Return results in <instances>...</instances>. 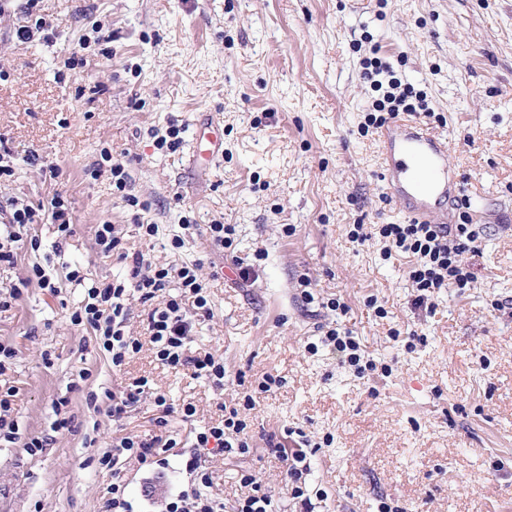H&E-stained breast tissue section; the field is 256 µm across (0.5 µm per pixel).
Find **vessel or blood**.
<instances>
[{
    "label": "vessel or blood",
    "instance_id": "obj_1",
    "mask_svg": "<svg viewBox=\"0 0 512 512\" xmlns=\"http://www.w3.org/2000/svg\"><path fill=\"white\" fill-rule=\"evenodd\" d=\"M190 162L199 166L219 154L221 139L211 122L202 120L194 133ZM383 176L387 192L398 199L411 220L450 221L448 207L461 192L449 161L448 142L413 120H398L383 136Z\"/></svg>",
    "mask_w": 512,
    "mask_h": 512
}]
</instances>
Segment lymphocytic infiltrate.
<instances>
[{
	"mask_svg": "<svg viewBox=\"0 0 512 512\" xmlns=\"http://www.w3.org/2000/svg\"><path fill=\"white\" fill-rule=\"evenodd\" d=\"M390 71V65L380 61L375 62L371 70L372 76L385 74L389 77L388 89L382 99L374 103V112L369 117L370 123L378 128L402 113L415 116L429 112L421 93L392 78ZM459 217V223L448 225L411 222L375 227L389 250L410 257L408 277L416 292L418 306H425L441 289L467 287L475 277L472 266L464 263L462 256L467 252L479 253L480 232L475 225L469 224L467 212H460ZM47 221L55 224L60 237L73 235L70 205L62 193H55L45 206L12 203L6 216L0 218V266L14 265L19 249L37 247V240L29 239L28 229L30 225ZM95 243L101 255L126 264L128 271L88 288L83 305L70 315L71 323L91 329L100 348L109 354L113 370H123L130 359L141 352L144 344L128 327L129 300L138 297L149 306L147 332L155 358L171 369L190 371L194 377L209 380L215 388H223V358L210 353L191 355L187 352L194 318L205 319L211 315L200 262L178 267L153 264L143 253L129 252L116 226L109 223L97 225ZM173 283L179 288L178 294L157 302L158 293ZM146 398L152 401L157 413L155 422L160 427L166 426L172 414H181L188 420L196 413L192 404L177 406L165 395L152 394L148 378L142 376L133 379L118 393L109 395L107 414L113 422H120ZM254 404L253 395H244L242 408L226 409L218 424L195 433L194 451L184 462L191 486L168 499L166 512H223V503L207 492L212 476L202 464V454L206 451L213 455L249 453L248 424L241 412L252 409ZM176 445V440L160 433L126 435L113 439L111 450L103 453L100 463L113 469L121 458L128 457L141 465L161 469L167 464V450ZM272 450L285 465L292 498L298 500L302 512H314L315 506L306 489L305 476L309 466L305 451L289 452L279 443L273 444Z\"/></svg>",
	"mask_w": 512,
	"mask_h": 512,
	"instance_id": "f902f5d3",
	"label": "lymphocytic infiltrate"
}]
</instances>
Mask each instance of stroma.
I'll use <instances>...</instances> for the list:
<instances>
[{"instance_id":"35a3bbf8","label":"stroma","mask_w":512,"mask_h":512,"mask_svg":"<svg viewBox=\"0 0 512 512\" xmlns=\"http://www.w3.org/2000/svg\"><path fill=\"white\" fill-rule=\"evenodd\" d=\"M42 12L48 29L26 41L19 0L0 14V146L15 163L0 205L63 193L75 233L62 241L52 224L32 225L40 249L0 268V287L45 263L63 282L56 294L29 282L0 312V344L15 350L0 386L16 393L18 424L16 441L0 442V512H101L117 478L136 512H162V496L190 482L182 459L155 473L134 460L116 474L100 465L114 437L153 428L147 402L114 426L107 393L146 376L193 403V420L167 426L188 447L242 384L268 374L281 386L244 413L253 453L205 459L225 506L248 470L292 512L275 441L305 448L316 512H512V0H43ZM75 51L86 61L77 73L65 65ZM376 57L426 92L441 116L429 128L447 137L463 194L485 216L475 281L441 289L426 309L413 306L408 260L384 258L372 234L407 221L383 187L381 133L364 128L380 93L363 71ZM200 118L219 122L224 154L195 168ZM172 119L182 143L157 149L154 133ZM105 149L144 210L113 194L109 174L93 177ZM104 222L153 261H202L212 316L196 321L188 349L223 356V390L147 349L113 371L92 331L71 324L93 282L125 272L97 250ZM141 223L157 225L155 237L141 239ZM216 223L234 227L232 248L212 247ZM356 224L364 243L349 237ZM75 265L83 283L65 279ZM332 299L348 313L327 309ZM332 328L350 330L390 375H357L322 344ZM60 397L74 432L29 454L25 441L49 431Z\"/></svg>"}]
</instances>
